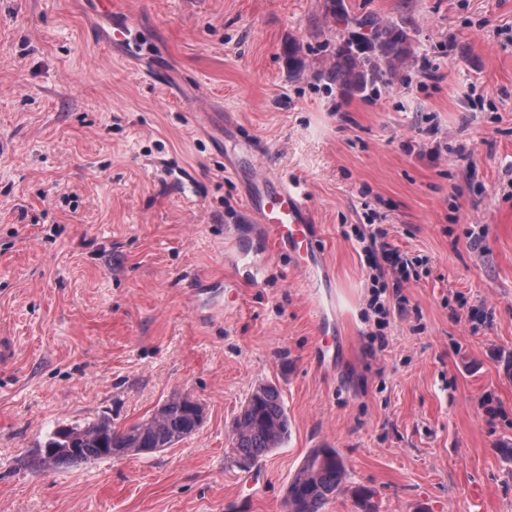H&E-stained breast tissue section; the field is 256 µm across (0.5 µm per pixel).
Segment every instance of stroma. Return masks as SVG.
<instances>
[{
  "instance_id": "1",
  "label": "stroma",
  "mask_w": 512,
  "mask_h": 512,
  "mask_svg": "<svg viewBox=\"0 0 512 512\" xmlns=\"http://www.w3.org/2000/svg\"><path fill=\"white\" fill-rule=\"evenodd\" d=\"M327 4L0 0V512H288L313 448L348 471L325 512H360L361 488L376 512H512V0H344L410 36L398 79L361 94L326 76L346 34ZM238 145L311 205L338 300L323 366L308 282L224 166ZM371 222L423 259L383 350L344 234ZM260 384L288 434L244 467L231 430ZM175 393L205 418L172 448L24 464L57 426L126 427Z\"/></svg>"
}]
</instances>
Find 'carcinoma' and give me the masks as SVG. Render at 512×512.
Instances as JSON below:
<instances>
[{
	"label": "carcinoma",
	"mask_w": 512,
	"mask_h": 512,
	"mask_svg": "<svg viewBox=\"0 0 512 512\" xmlns=\"http://www.w3.org/2000/svg\"><path fill=\"white\" fill-rule=\"evenodd\" d=\"M355 29L371 32L368 46L363 48L349 35L336 47L328 77L335 78L356 92L387 76L394 78L399 64L408 56L409 36L394 22L372 18H354ZM198 422L182 395L170 397L160 413L126 428L112 425V419L101 416L83 425L57 427L48 438L59 451L42 456L32 452L29 468L46 471L60 466L81 464L104 458L108 449L118 457L139 455L147 449L164 450L197 430ZM288 433V416L281 394L273 385L254 390L233 423L232 451L239 463L254 464L270 450L279 447ZM346 483V466L334 448H314L288 486V512H325V507Z\"/></svg>",
	"instance_id": "obj_1"
}]
</instances>
